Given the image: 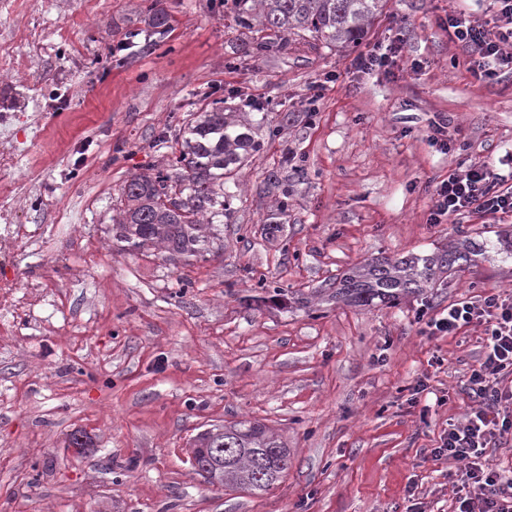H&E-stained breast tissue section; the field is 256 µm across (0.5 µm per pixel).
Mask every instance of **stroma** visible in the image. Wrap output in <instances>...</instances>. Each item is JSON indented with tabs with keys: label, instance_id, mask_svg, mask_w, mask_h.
I'll return each mask as SVG.
<instances>
[{
	"label": "stroma",
	"instance_id": "stroma-1",
	"mask_svg": "<svg viewBox=\"0 0 512 512\" xmlns=\"http://www.w3.org/2000/svg\"><path fill=\"white\" fill-rule=\"evenodd\" d=\"M138 5L0 0V44L27 63L0 75L21 100L0 179L26 192L17 221L38 232L18 283L43 285L22 335H0V512H406L414 500L455 512L464 465L430 450L471 405L483 329L428 336L418 315L512 292V259L494 247L512 217L428 221L435 186L459 162L512 173V73L475 79L442 25L456 11L487 20L488 0H390L362 48L402 51L368 74L351 69L354 51L310 39L249 57L257 31L213 0H163L167 41L115 64L110 48L138 27ZM18 13L29 37L13 31ZM210 86L226 106L263 105L280 135L260 131L264 152L239 172L235 213L203 255L120 247L121 185L166 162L151 140L188 118L189 90ZM443 116L461 151L430 141ZM289 151L306 176L268 237L263 186L275 170L290 178L279 166ZM469 237L488 243L477 263L398 306L360 310L323 294L365 259ZM264 286L304 301L261 302ZM420 380L427 389L412 398ZM246 420L291 453L264 494L209 485L187 457L198 432ZM77 430L89 448H69Z\"/></svg>",
	"mask_w": 512,
	"mask_h": 512
}]
</instances>
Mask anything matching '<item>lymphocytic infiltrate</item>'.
Instances as JSON below:
<instances>
[{"label": "lymphocytic infiltrate", "instance_id": "f902f5d3", "mask_svg": "<svg viewBox=\"0 0 512 512\" xmlns=\"http://www.w3.org/2000/svg\"><path fill=\"white\" fill-rule=\"evenodd\" d=\"M490 20L478 23L452 13L448 36L466 53L468 69L478 80L512 68V0H491ZM488 218L512 215V183L486 163L472 162L449 170L435 188L429 221L441 223L465 212ZM484 328L483 352L467 381L473 403L463 423L449 425L432 449L435 458L462 462L464 492L458 512H512V479L489 466L486 452L498 437L512 432V387L500 378L512 371V296L492 293L478 300L460 299L446 312L429 317V336H454L462 329Z\"/></svg>", "mask_w": 512, "mask_h": 512}]
</instances>
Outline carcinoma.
<instances>
[{"label": "carcinoma", "mask_w": 512, "mask_h": 512, "mask_svg": "<svg viewBox=\"0 0 512 512\" xmlns=\"http://www.w3.org/2000/svg\"><path fill=\"white\" fill-rule=\"evenodd\" d=\"M388 0H218L239 24L257 26L266 36L255 41L257 57L280 53L294 37L308 36L329 48L350 49L364 40L368 26ZM143 29L128 30L116 51L151 50L171 27L161 0H141ZM206 104L179 128V154L164 166H153L127 178L118 197L112 237L128 248L161 245L172 254L195 255L230 221L237 172L264 150L255 126L224 110V99L198 92ZM278 191V215H288V181L269 176ZM485 252L471 240L452 243L430 254L378 256L349 269L330 284L328 297L349 306L395 307L410 295L433 287L460 263L470 264ZM235 451L224 464V486L253 493L270 490L276 476L288 470L287 444L256 422L224 427Z\"/></svg>", "instance_id": "obj_1"}]
</instances>
